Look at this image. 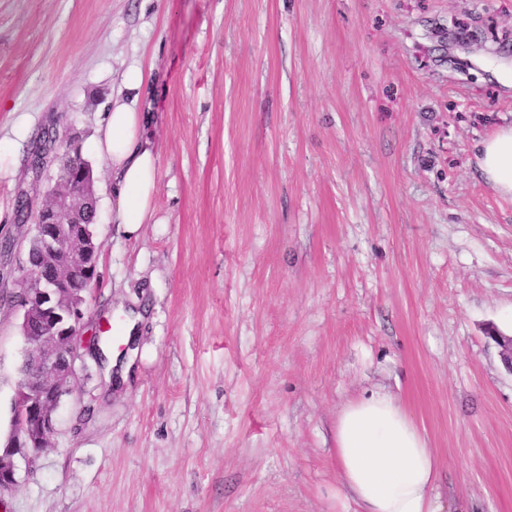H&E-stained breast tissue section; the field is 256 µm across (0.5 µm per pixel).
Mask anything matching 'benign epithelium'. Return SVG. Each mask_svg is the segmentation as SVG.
<instances>
[{
  "mask_svg": "<svg viewBox=\"0 0 512 512\" xmlns=\"http://www.w3.org/2000/svg\"><path fill=\"white\" fill-rule=\"evenodd\" d=\"M49 149L56 158L72 159L81 153L74 137L53 134ZM93 195V173L83 166L67 175L38 211L34 231L42 239L43 254L52 273L26 264L27 276L17 285L14 306L22 316L27 342L25 355L33 371L19 384L13 407L14 429L0 447V499L17 484L16 456L38 453L55 433V412L62 394L69 391L95 337L85 338L81 305L71 301L68 281L76 274L96 283L100 244L82 226L84 205ZM501 357L512 372V336L494 335Z\"/></svg>",
  "mask_w": 512,
  "mask_h": 512,
  "instance_id": "7a95c632",
  "label": "benign epithelium"
}]
</instances>
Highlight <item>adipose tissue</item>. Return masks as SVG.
<instances>
[{
  "label": "adipose tissue",
  "instance_id": "adipose-tissue-1",
  "mask_svg": "<svg viewBox=\"0 0 512 512\" xmlns=\"http://www.w3.org/2000/svg\"><path fill=\"white\" fill-rule=\"evenodd\" d=\"M151 100L142 109L114 100L95 150L112 170L114 223L136 231L153 212L159 155L148 130ZM486 182L512 197V126L477 146ZM336 498L353 512H438L433 494L437 459L411 416L390 393L348 400L336 417Z\"/></svg>",
  "mask_w": 512,
  "mask_h": 512
}]
</instances>
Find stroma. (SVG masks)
I'll return each mask as SVG.
<instances>
[{
	"mask_svg": "<svg viewBox=\"0 0 512 512\" xmlns=\"http://www.w3.org/2000/svg\"><path fill=\"white\" fill-rule=\"evenodd\" d=\"M478 40L461 43V29ZM141 66L153 216L112 223L93 142ZM512 0H0V436L26 348L11 295L55 186L93 168L88 361L0 512H336V415L381 388L438 460L441 512H512ZM486 182L500 195L512 197V126L501 127L477 146Z\"/></svg>",
	"mask_w": 512,
	"mask_h": 512,
	"instance_id": "stroma-1",
	"label": "stroma"
}]
</instances>
